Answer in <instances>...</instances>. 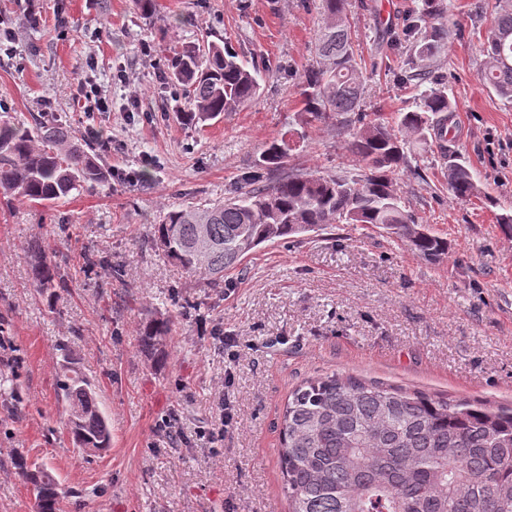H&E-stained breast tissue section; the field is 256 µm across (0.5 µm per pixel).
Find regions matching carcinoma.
<instances>
[{"label": "carcinoma", "instance_id": "cac0c4a2", "mask_svg": "<svg viewBox=\"0 0 512 512\" xmlns=\"http://www.w3.org/2000/svg\"><path fill=\"white\" fill-rule=\"evenodd\" d=\"M319 6V62L300 88L303 112L332 123L359 172L287 171L292 145L282 137L265 146L245 176L247 191L211 207L164 214L154 228L156 248L214 288L224 287L225 271L244 268L260 244L330 224L381 228L431 262L448 253V241L418 226L397 194L396 176L408 164L404 140L383 117L361 111L362 60L349 33L350 0H320ZM441 14L439 0H422L413 15L419 54L434 52L447 38L448 26L433 22ZM481 53L480 80L512 102L511 7L496 10ZM166 66L188 105L182 120L190 125L239 110L261 87L259 71L217 43L175 50ZM399 80L429 87L414 110L398 114L397 124L423 137H444L452 111L446 88L412 67L401 69ZM93 151L63 125L27 127L6 115L0 119V196L50 207L103 179ZM448 190L459 200L479 194L475 175L451 150ZM28 252L33 287L55 295L64 280L42 242L32 241ZM172 326L169 316L143 323L141 347L164 358ZM70 356L62 350L59 397L73 442L95 454L110 447L111 422L92 382L70 367ZM280 435L277 457L289 512H512V408L451 403L332 373L292 390ZM14 464L33 489L36 512H62L55 476L20 454Z\"/></svg>", "mask_w": 512, "mask_h": 512}]
</instances>
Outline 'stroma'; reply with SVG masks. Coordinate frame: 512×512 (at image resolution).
<instances>
[{
    "mask_svg": "<svg viewBox=\"0 0 512 512\" xmlns=\"http://www.w3.org/2000/svg\"><path fill=\"white\" fill-rule=\"evenodd\" d=\"M449 0L444 47L415 66L444 80L454 106L448 143L477 177L481 195L448 191V161L408 132L409 166L396 190L419 223L447 239L429 262L366 224L259 246L244 272L211 288L152 243L172 209L234 196L262 149L304 133L287 168L355 171L330 126L308 121L300 84L323 26L319 0H155L144 19L133 0H0V103L10 116L41 117L105 140V182L44 208L0 200V315L10 321L0 373L24 402L0 399V512H35L15 455L39 463L68 495L64 512H288L277 460L291 390L333 372L451 400L512 405V237L500 207L512 205V103L484 87L480 41L500 0ZM422 0H352L349 21L362 58L364 111L414 110L419 89L394 71L409 58L408 16ZM31 12L38 28L24 26ZM228 43L265 73L259 96L209 125H185L170 86L169 50ZM100 85L108 112L87 115L76 98ZM40 240L67 287L55 298L32 286L28 246ZM104 262L84 264L85 251ZM187 303L155 363L138 328L171 294ZM235 339L234 348L220 345ZM97 386L112 423L109 448L86 456L58 399L60 344ZM225 392L237 426L206 444ZM176 421L180 437L167 436Z\"/></svg>",
    "mask_w": 512,
    "mask_h": 512,
    "instance_id": "obj_1",
    "label": "stroma"
}]
</instances>
